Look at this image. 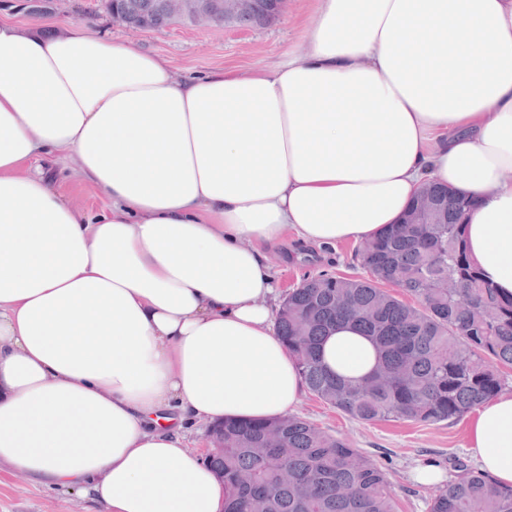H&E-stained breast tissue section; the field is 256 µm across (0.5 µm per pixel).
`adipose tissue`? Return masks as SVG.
<instances>
[{
    "mask_svg": "<svg viewBox=\"0 0 512 512\" xmlns=\"http://www.w3.org/2000/svg\"><path fill=\"white\" fill-rule=\"evenodd\" d=\"M51 155L109 208L33 171ZM429 182L475 201L469 255L511 300L512 0H316L287 59L192 77L0 21V467L102 512H224L187 430L304 394L265 248L376 237ZM321 354L347 377L375 363L350 328ZM469 450L512 485V392Z\"/></svg>",
    "mask_w": 512,
    "mask_h": 512,
    "instance_id": "adipose-tissue-1",
    "label": "adipose tissue"
}]
</instances>
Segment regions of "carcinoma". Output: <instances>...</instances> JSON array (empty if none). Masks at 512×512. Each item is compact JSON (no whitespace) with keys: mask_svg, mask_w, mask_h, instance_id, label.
<instances>
[{"mask_svg":"<svg viewBox=\"0 0 512 512\" xmlns=\"http://www.w3.org/2000/svg\"><path fill=\"white\" fill-rule=\"evenodd\" d=\"M254 2L251 12L226 21L221 0H205L185 18L242 28L277 18L272 0ZM101 3L130 26L161 29L174 19L167 0ZM423 192L435 199L430 219L403 220L361 243L358 257L370 277L308 276L288 292L275 319L305 387L360 422L458 420L500 392V368L512 366V300L483 282L461 233L473 202L438 185ZM342 325L375 350L373 369L357 381L332 373L319 354L327 331ZM209 436L224 442V451L205 458L223 480L224 512H395L385 470L300 416L213 422ZM429 512H512V486L461 465L432 490Z\"/></svg>","mask_w":512,"mask_h":512,"instance_id":"1","label":"carcinoma"}]
</instances>
